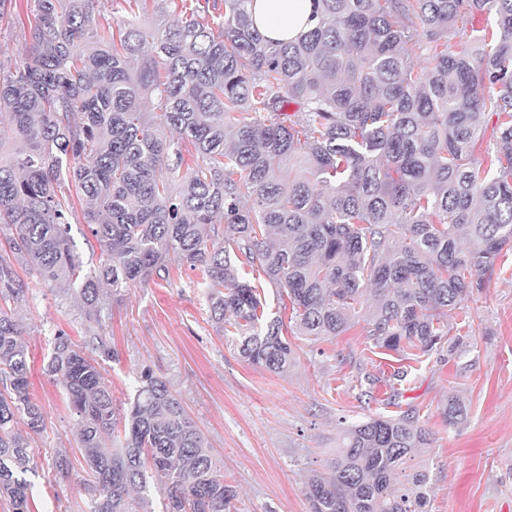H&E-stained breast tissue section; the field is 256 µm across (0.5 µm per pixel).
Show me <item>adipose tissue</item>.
I'll use <instances>...</instances> for the list:
<instances>
[{"mask_svg":"<svg viewBox=\"0 0 512 512\" xmlns=\"http://www.w3.org/2000/svg\"><path fill=\"white\" fill-rule=\"evenodd\" d=\"M312 0H253L257 29L271 40H291L312 24Z\"/></svg>","mask_w":512,"mask_h":512,"instance_id":"1","label":"adipose tissue"}]
</instances>
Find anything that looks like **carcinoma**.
<instances>
[{
    "label": "carcinoma",
    "mask_w": 512,
    "mask_h": 512,
    "mask_svg": "<svg viewBox=\"0 0 512 512\" xmlns=\"http://www.w3.org/2000/svg\"><path fill=\"white\" fill-rule=\"evenodd\" d=\"M96 2L33 0L25 62L0 59V227L16 231L0 248V499L30 512L33 449L15 423L44 429L7 309L26 298L25 263L83 305L88 336H56L45 371L77 417L88 512H140L130 492L152 480L164 512H232L236 490L151 369L118 447H102L117 425L104 287L187 262L224 335L273 372L294 360L288 333L315 341L360 321L379 348L443 347L448 317L512 249V0H312L315 24L282 42L254 26L253 0H154L149 22L147 0H108L118 25L94 21ZM475 13L497 30L460 26ZM489 114L496 150L480 159ZM77 201L101 249L86 274L68 236ZM242 266L288 300V319L267 315ZM466 415L448 396V424ZM429 444L413 410L347 426L330 476L308 483L309 512H427L426 469L409 488L391 480Z\"/></svg>",
    "instance_id": "1"
}]
</instances>
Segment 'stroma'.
<instances>
[{
  "label": "stroma",
  "mask_w": 512,
  "mask_h": 512,
  "mask_svg": "<svg viewBox=\"0 0 512 512\" xmlns=\"http://www.w3.org/2000/svg\"><path fill=\"white\" fill-rule=\"evenodd\" d=\"M30 16L31 0H10L0 20V51L17 63L25 59ZM169 269L168 280L105 295L101 318L113 355L104 376L120 412L139 370L169 382L224 464V481L237 491L233 512H308L306 484L327 474L342 430L410 408L431 434L425 454L406 464L407 472L429 473L428 512H512V250L483 273L469 313L448 320L449 340H463L465 351L402 361L373 347L361 322L319 341L289 336L295 361L280 373L247 361L219 332L200 270L178 261ZM19 274L30 288L15 316L30 350L29 392L46 426L30 438L37 463L31 512H84L75 416L43 371L57 333L83 342L84 314L35 272L23 267ZM452 394L469 409L456 425L442 415ZM59 456L73 462L60 479L53 468Z\"/></svg>",
  "instance_id": "stroma-1"
}]
</instances>
